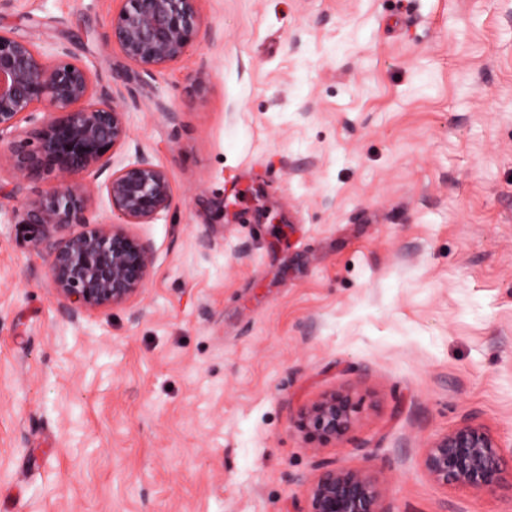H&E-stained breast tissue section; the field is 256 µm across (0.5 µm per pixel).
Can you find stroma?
<instances>
[{"instance_id":"obj_1","label":"stroma","mask_w":512,"mask_h":512,"mask_svg":"<svg viewBox=\"0 0 512 512\" xmlns=\"http://www.w3.org/2000/svg\"><path fill=\"white\" fill-rule=\"evenodd\" d=\"M150 76L119 0H11L70 46L173 202L128 304L70 320L43 245L0 223V512H306L322 462L386 512H512L436 484L464 419L512 453V0H199ZM176 120H168V113ZM344 391L343 441L301 409Z\"/></svg>"}]
</instances>
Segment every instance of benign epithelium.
<instances>
[{
    "label": "benign epithelium",
    "instance_id": "benign-epithelium-1",
    "mask_svg": "<svg viewBox=\"0 0 512 512\" xmlns=\"http://www.w3.org/2000/svg\"><path fill=\"white\" fill-rule=\"evenodd\" d=\"M122 2L110 39L150 76L177 64L202 29L198 0ZM129 139L123 108L108 91H93L88 69L69 48L48 53L0 30V167L15 172V205L8 217L45 245L50 277L70 303L73 319L126 304L151 273L152 245L125 225L158 219L172 204L173 188L167 170L143 150H136L133 162L114 168V151ZM89 170L104 181L71 182ZM43 171L58 172L62 183L41 196L24 195L23 182ZM102 189L123 223L93 215L91 199ZM74 224L82 229L70 230ZM356 413L351 396L335 392L301 410L297 427L320 443H338ZM422 466L443 487L512 491L499 446L470 420L431 442ZM307 502L306 512H386L375 481L341 465L321 467L307 488Z\"/></svg>",
    "mask_w": 512,
    "mask_h": 512
}]
</instances>
